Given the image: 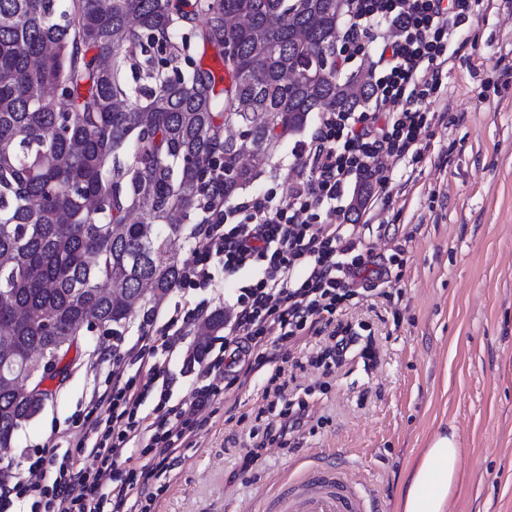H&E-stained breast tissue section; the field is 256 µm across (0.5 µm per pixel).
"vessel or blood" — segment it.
Masks as SVG:
<instances>
[{
  "mask_svg": "<svg viewBox=\"0 0 512 512\" xmlns=\"http://www.w3.org/2000/svg\"><path fill=\"white\" fill-rule=\"evenodd\" d=\"M369 500L344 468L318 465L289 477L276 498L277 512H367Z\"/></svg>",
  "mask_w": 512,
  "mask_h": 512,
  "instance_id": "obj_1",
  "label": "vessel or blood"
}]
</instances>
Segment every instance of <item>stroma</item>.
Masks as SVG:
<instances>
[{
    "label": "stroma",
    "instance_id": "1",
    "mask_svg": "<svg viewBox=\"0 0 512 512\" xmlns=\"http://www.w3.org/2000/svg\"><path fill=\"white\" fill-rule=\"evenodd\" d=\"M512 0H484L461 27L441 95L439 115L420 161L399 164L369 223H357L370 267L394 254L406 263L378 292L352 299L337 315L356 335L352 354L323 360L318 337L292 348L279 379L284 394L264 383L218 379L207 423L175 453L171 467L150 455L135 460L138 479L156 499L150 512H261L284 477L312 461L342 463L366 482L378 512H399L403 482L437 435L455 432L457 482L447 512H512ZM309 120L281 141L259 175L233 202L273 191L287 197L298 173L296 143L310 140ZM215 291L173 289L155 308L182 316L198 303L223 310L241 282L215 264ZM147 303L118 330H81L67 372L48 382L43 410L0 451V471L26 472L30 456L75 451L87 435L72 417L112 368L99 349H128L142 332ZM224 345L223 332L200 340L197 324L166 361L171 404L187 401L205 366L199 343ZM305 401L309 418L294 433L267 440L287 400ZM263 444L261 458L241 469L240 456Z\"/></svg>",
    "mask_w": 512,
    "mask_h": 512
}]
</instances>
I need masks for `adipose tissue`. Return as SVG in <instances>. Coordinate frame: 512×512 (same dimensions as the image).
Wrapping results in <instances>:
<instances>
[{"instance_id":"1","label":"adipose tissue","mask_w":512,"mask_h":512,"mask_svg":"<svg viewBox=\"0 0 512 512\" xmlns=\"http://www.w3.org/2000/svg\"><path fill=\"white\" fill-rule=\"evenodd\" d=\"M460 465L454 436L440 435L427 448L401 491L402 512H445Z\"/></svg>"}]
</instances>
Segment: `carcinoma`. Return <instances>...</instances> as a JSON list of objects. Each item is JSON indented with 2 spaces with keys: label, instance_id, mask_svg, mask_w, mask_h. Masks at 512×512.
Masks as SVG:
<instances>
[{
  "label": "carcinoma",
  "instance_id": "obj_1",
  "mask_svg": "<svg viewBox=\"0 0 512 512\" xmlns=\"http://www.w3.org/2000/svg\"><path fill=\"white\" fill-rule=\"evenodd\" d=\"M336 0H0V328L16 367L45 337L121 326L180 278L179 225L248 186L314 112L373 97L371 68L306 75L336 53ZM237 46L224 57V40ZM211 49L227 81L186 54ZM243 127L250 160L227 135ZM168 228L166 236L158 226ZM152 256L139 262L146 235ZM0 383V448L40 405Z\"/></svg>",
  "mask_w": 512,
  "mask_h": 512
}]
</instances>
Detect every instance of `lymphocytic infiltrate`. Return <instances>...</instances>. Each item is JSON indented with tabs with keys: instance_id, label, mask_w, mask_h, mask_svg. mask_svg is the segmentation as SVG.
I'll list each match as a JSON object with an SVG mask.
<instances>
[{
	"instance_id": "1",
	"label": "lymphocytic infiltrate",
	"mask_w": 512,
	"mask_h": 512,
	"mask_svg": "<svg viewBox=\"0 0 512 512\" xmlns=\"http://www.w3.org/2000/svg\"><path fill=\"white\" fill-rule=\"evenodd\" d=\"M482 0H349L341 41L345 52L363 51L373 36L374 109L325 112L298 157L304 173L292 181L287 199L256 196L224 206V173L212 177L215 209L205 212L191 235V260L183 267L179 288L214 287L213 261L225 276L251 271L254 279L240 288L231 317L224 320V350L207 362L188 401L170 402L159 353H171L184 333L176 319L155 336L158 315L147 311L142 334L127 351L144 373L142 382L125 376L113 348L100 352L112 365V386L94 396L82 418L93 438L81 450L95 465L80 466L71 454L34 458L27 475L0 479V512L19 505L20 512H144L148 487H136V455L150 452L160 466L199 423V413L218 392L213 374L225 372L245 382L262 373L279 379L276 353L281 342L329 331L331 352L343 358L355 343L349 331H330L345 302L359 287L375 290L384 274L371 270L361 241L343 220L341 201L353 184L365 181L386 190L393 168L421 157L427 132L436 120L429 99L439 95L448 73L450 49L460 27L479 11ZM157 400L146 408L148 397ZM128 465L120 473V465Z\"/></svg>"
}]
</instances>
